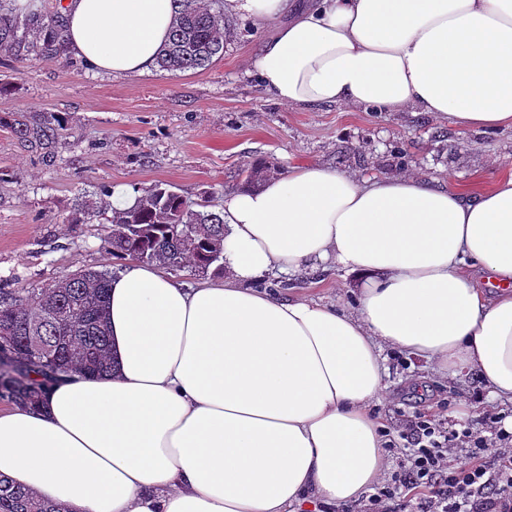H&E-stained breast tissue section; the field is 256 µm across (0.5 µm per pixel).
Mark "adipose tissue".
Instances as JSON below:
<instances>
[{"mask_svg": "<svg viewBox=\"0 0 512 512\" xmlns=\"http://www.w3.org/2000/svg\"><path fill=\"white\" fill-rule=\"evenodd\" d=\"M274 26L250 72L291 106H361L512 129V0H224ZM66 50L148 71L173 0H63ZM220 280L126 261L107 374L70 373L36 408H0V474L71 512H319L388 468L386 357L474 377L512 402V176L451 190L416 172L312 162L224 196ZM354 276L352 310L256 287L278 271ZM481 269L499 281L490 293Z\"/></svg>", "mask_w": 512, "mask_h": 512, "instance_id": "1", "label": "adipose tissue"}]
</instances>
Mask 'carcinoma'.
<instances>
[{
	"mask_svg": "<svg viewBox=\"0 0 512 512\" xmlns=\"http://www.w3.org/2000/svg\"><path fill=\"white\" fill-rule=\"evenodd\" d=\"M178 4L167 42L156 65L170 73L205 69L224 54L228 28L224 0H175ZM0 49L22 59L53 61L65 52L61 15L16 13L12 0H0ZM0 127L55 162L67 123L56 112L28 110L0 115ZM278 174L275 165L256 160L242 170V185L257 190ZM112 196L100 185L75 199L70 224H86ZM104 245L116 259L156 264L171 271L191 267L199 274H222L224 214L210 200L191 201L164 183L142 190L132 206L112 209ZM112 272L80 268L62 279L26 292L0 288V351L12 364L0 367V401L36 406L46 389L75 367L100 376L110 369L107 297ZM0 512H70L67 506L40 501L0 477Z\"/></svg>",
	"mask_w": 512,
	"mask_h": 512,
	"instance_id": "cac0c4a2",
	"label": "carcinoma"
}]
</instances>
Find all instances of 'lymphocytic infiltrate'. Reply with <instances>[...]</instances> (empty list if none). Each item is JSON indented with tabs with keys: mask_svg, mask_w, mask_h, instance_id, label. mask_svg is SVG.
Returning a JSON list of instances; mask_svg holds the SVG:
<instances>
[{
	"mask_svg": "<svg viewBox=\"0 0 512 512\" xmlns=\"http://www.w3.org/2000/svg\"><path fill=\"white\" fill-rule=\"evenodd\" d=\"M394 464L353 504L323 512H512V432L412 412L386 446Z\"/></svg>",
	"mask_w": 512,
	"mask_h": 512,
	"instance_id": "f902f5d3",
	"label": "lymphocytic infiltrate"
}]
</instances>
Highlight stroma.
Segmentation results:
<instances>
[{
  "mask_svg": "<svg viewBox=\"0 0 512 512\" xmlns=\"http://www.w3.org/2000/svg\"><path fill=\"white\" fill-rule=\"evenodd\" d=\"M224 53L204 70L172 75L158 69L114 77L62 58L22 60L0 51V113L30 108L61 113L71 137L54 165L0 127V288L18 291L54 283L84 267L117 269L105 250L106 216L88 224L65 218L82 193L105 184L137 192L158 182L187 198L225 194L241 187L239 169L264 159L288 173L297 162L366 174L409 170L478 189L512 175V130L473 129L459 134L448 121L422 112H378L336 105L292 107L266 92L246 62L270 29L234 17ZM503 158L489 167L490 157ZM289 282L297 295L353 305L357 280L336 271L260 280L263 288ZM386 396L374 407L388 429L399 410L418 404L421 413L447 410L457 424L459 404L481 406L477 380L448 382L423 359L388 352Z\"/></svg>",
  "mask_w": 512,
  "mask_h": 512,
  "instance_id": "1",
  "label": "stroma"
}]
</instances>
